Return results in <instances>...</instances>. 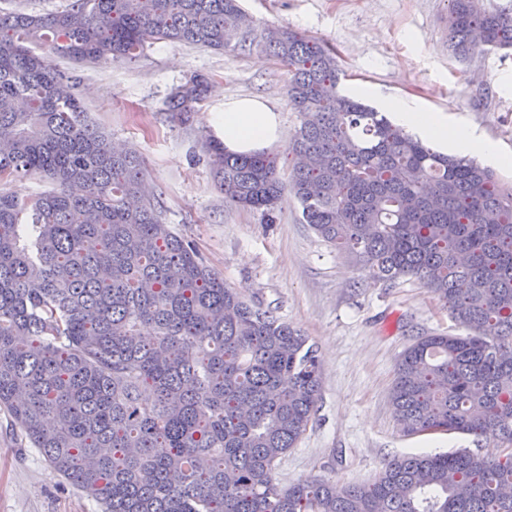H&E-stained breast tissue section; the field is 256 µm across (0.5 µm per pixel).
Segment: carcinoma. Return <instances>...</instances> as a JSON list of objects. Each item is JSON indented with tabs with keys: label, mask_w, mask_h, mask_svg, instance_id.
<instances>
[{
	"label": "carcinoma",
	"mask_w": 512,
	"mask_h": 512,
	"mask_svg": "<svg viewBox=\"0 0 512 512\" xmlns=\"http://www.w3.org/2000/svg\"><path fill=\"white\" fill-rule=\"evenodd\" d=\"M450 0L465 58L512 50V14ZM240 0H65L0 7V408L103 512H512V452L389 460L370 484L274 471L317 411L321 360L301 330L224 283L162 217L148 171L88 120L55 59L121 62L160 41L221 51L227 35L288 70L301 116L288 181L261 152L208 162L234 206L273 223L281 197L375 280L419 281L464 330L401 355L390 400L407 435L431 429L512 445V190L473 159L438 152L339 90L336 56L305 35L248 38ZM195 75L168 97L203 100Z\"/></svg>",
	"instance_id": "cac0c4a2"
}]
</instances>
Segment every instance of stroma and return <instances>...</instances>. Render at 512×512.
<instances>
[{
	"mask_svg": "<svg viewBox=\"0 0 512 512\" xmlns=\"http://www.w3.org/2000/svg\"><path fill=\"white\" fill-rule=\"evenodd\" d=\"M257 29L288 28L333 50L343 94L381 108L398 97L420 112H441L495 141L512 157V53L448 49L449 0H242ZM74 93L114 142L145 158L149 184L167 223L192 240L226 284L260 309L301 329L322 362L321 397L305 434L278 462L277 482L325 478L337 485L371 483L395 456L471 450L497 456L495 440L433 432L404 435L390 401L397 361L417 338L454 331L442 304L417 280L373 281L301 220L292 196L274 223L225 202L203 143L225 99L260 97L279 114L281 138L271 146L281 177L293 160L289 139L299 124L287 97L288 72L260 49L214 52L157 43L127 62L77 67ZM211 90L188 121L165 110L170 92L192 75ZM0 512H100L21 442L0 410Z\"/></svg>",
	"mask_w": 512,
	"mask_h": 512,
	"instance_id": "stroma-1",
	"label": "stroma"
}]
</instances>
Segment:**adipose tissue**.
I'll return each mask as SVG.
<instances>
[{"mask_svg": "<svg viewBox=\"0 0 512 512\" xmlns=\"http://www.w3.org/2000/svg\"><path fill=\"white\" fill-rule=\"evenodd\" d=\"M385 107L393 115L395 124L410 134L442 145L449 143L456 149L491 159L499 156L494 142L477 136L468 126H449L447 116L442 113L417 112L398 99L388 100ZM215 131L225 151L250 154L278 142L280 120L266 101L243 97L225 101L223 112L216 118Z\"/></svg>", "mask_w": 512, "mask_h": 512, "instance_id": "obj_1", "label": "adipose tissue"}]
</instances>
